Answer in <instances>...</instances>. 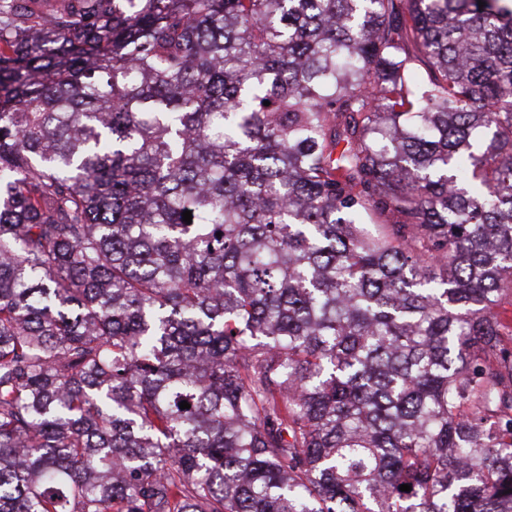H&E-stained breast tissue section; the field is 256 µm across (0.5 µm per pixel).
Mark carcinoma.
<instances>
[{"mask_svg":"<svg viewBox=\"0 0 512 512\" xmlns=\"http://www.w3.org/2000/svg\"><path fill=\"white\" fill-rule=\"evenodd\" d=\"M0 512H512V0H0Z\"/></svg>","mask_w":512,"mask_h":512,"instance_id":"obj_1","label":"carcinoma"}]
</instances>
